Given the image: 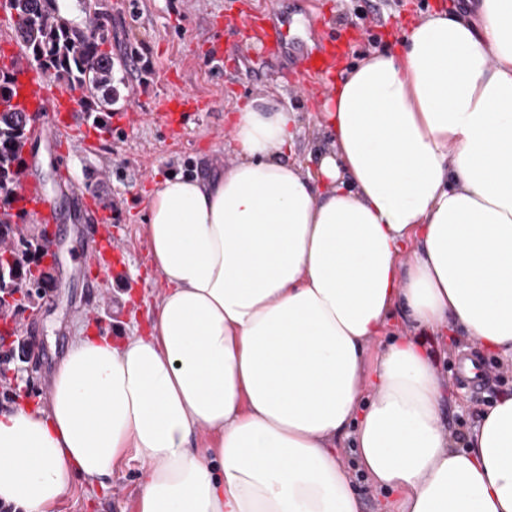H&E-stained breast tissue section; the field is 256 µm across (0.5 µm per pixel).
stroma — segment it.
Wrapping results in <instances>:
<instances>
[{"instance_id":"stroma-1","label":"stroma","mask_w":512,"mask_h":512,"mask_svg":"<svg viewBox=\"0 0 512 512\" xmlns=\"http://www.w3.org/2000/svg\"><path fill=\"white\" fill-rule=\"evenodd\" d=\"M112 21L103 48L111 54L121 81V95L111 112L134 116L128 129L95 126L98 143L73 142L67 163L58 166L56 146L44 141L28 152L34 172L45 183L58 219L60 258L52 287L40 300L37 318L21 315L19 331L37 339L18 387L0 386V410L12 407L45 408L47 379L64 355L70 340L81 332L107 329L124 337L145 330L162 282L151 263L150 249L140 232L147 206L160 177L171 172L206 173L230 162L232 128L229 115L256 92L283 93L298 113L301 133L296 157L307 160L328 147L319 134L321 107L328 86L314 94L301 90L297 80H284L290 59L280 68L258 74L238 60L237 38L224 29V66L209 56L213 26L232 15L243 21L280 9L300 24V38L314 45L334 32L342 52L338 71L355 66L370 50L397 44L406 23L436 11L463 8L466 0H104ZM187 90L198 103L189 110L182 129L170 134L154 114L156 103ZM112 204V236L124 267L114 278L87 265L84 255L96 232L81 210L83 195ZM425 347L437 368L448 375L442 421L451 435L477 427L484 409L501 395L512 394V358L473 344L453 328L426 337ZM476 354L493 382L489 389L460 386L455 375L459 360ZM140 487L137 461L115 469L108 487L82 482L74 498L64 500L60 512H134Z\"/></svg>"}]
</instances>
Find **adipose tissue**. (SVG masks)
<instances>
[{"instance_id": "obj_1", "label": "adipose tissue", "mask_w": 512, "mask_h": 512, "mask_svg": "<svg viewBox=\"0 0 512 512\" xmlns=\"http://www.w3.org/2000/svg\"><path fill=\"white\" fill-rule=\"evenodd\" d=\"M230 121L229 164L150 197L146 334L75 337L46 409L0 413V502L59 512L135 459L136 512H362L350 437L396 512H512V395L451 438L421 339L453 324L512 355V0L346 71L314 166L275 94ZM398 315L411 333L368 363Z\"/></svg>"}]
</instances>
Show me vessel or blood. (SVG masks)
<instances>
[{"label":"vessel or blood","instance_id":"obj_1","mask_svg":"<svg viewBox=\"0 0 512 512\" xmlns=\"http://www.w3.org/2000/svg\"><path fill=\"white\" fill-rule=\"evenodd\" d=\"M289 30L288 18L265 15L260 23L238 26L236 32L241 45L247 48H251L252 43L259 38L270 39L269 51H254L252 60L255 64H263L270 56H288L299 62V74L308 84L313 85L332 76L338 61L332 40H324L316 47L308 49L291 38ZM13 76L17 91L13 103L16 108L31 115L32 138L57 141L73 140L85 135L88 123L77 93L58 86L35 65L14 66ZM192 100V94L185 90L167 97L160 105L161 118L170 124L179 123L184 118L185 105ZM16 208L35 222L47 226L50 235L43 241L44 250L46 254H53L56 239L51 232L56 228V213L41 179L27 167L23 168L19 177ZM87 214L99 227L92 246L95 262L105 271L120 274L122 262L112 255V229L104 208L88 209Z\"/></svg>","mask_w":512,"mask_h":512}]
</instances>
